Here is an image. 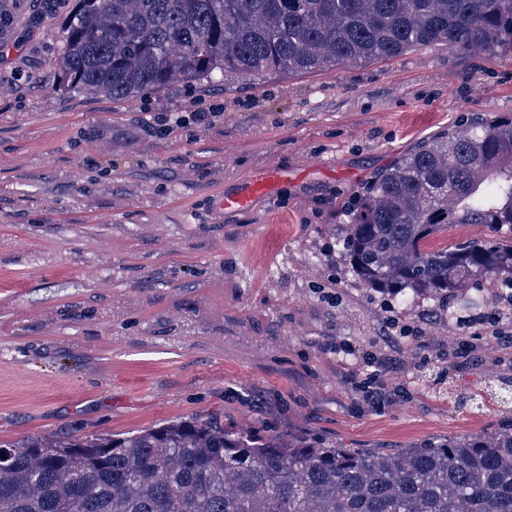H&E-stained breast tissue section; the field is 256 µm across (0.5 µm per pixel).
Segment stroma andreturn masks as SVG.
Instances as JSON below:
<instances>
[{
  "instance_id": "35a3bbf8",
  "label": "stroma",
  "mask_w": 512,
  "mask_h": 512,
  "mask_svg": "<svg viewBox=\"0 0 512 512\" xmlns=\"http://www.w3.org/2000/svg\"><path fill=\"white\" fill-rule=\"evenodd\" d=\"M0 27V439L177 418L397 453L512 421V347L470 336L495 300L401 309L341 256L371 184L421 144L512 118V58L437 44L301 75L117 100L57 66L74 0H6ZM288 181L243 211L268 166ZM408 329L392 342L387 320ZM390 358V398L346 384ZM473 397L470 405L459 396ZM287 178L285 172L278 167H269L264 180L247 182L237 194L224 197V210H242L249 207L256 197L272 192Z\"/></svg>"
}]
</instances>
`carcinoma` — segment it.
<instances>
[{
	"mask_svg": "<svg viewBox=\"0 0 512 512\" xmlns=\"http://www.w3.org/2000/svg\"><path fill=\"white\" fill-rule=\"evenodd\" d=\"M431 44L512 54V0H76L59 67L125 99L215 74L259 78L389 60ZM512 120L428 142L377 179L342 240L365 286L407 305L484 302L512 239ZM0 512H512V425L399 454L268 439L208 417L121 433L0 440ZM478 227L480 232L475 234L473 228ZM512 232L507 228L500 231H493L484 224H466L448 230V245L464 242L472 239L485 240L490 243L501 242L510 239Z\"/></svg>",
	"mask_w": 512,
	"mask_h": 512,
	"instance_id": "cac0c4a2",
	"label": "carcinoma"
}]
</instances>
